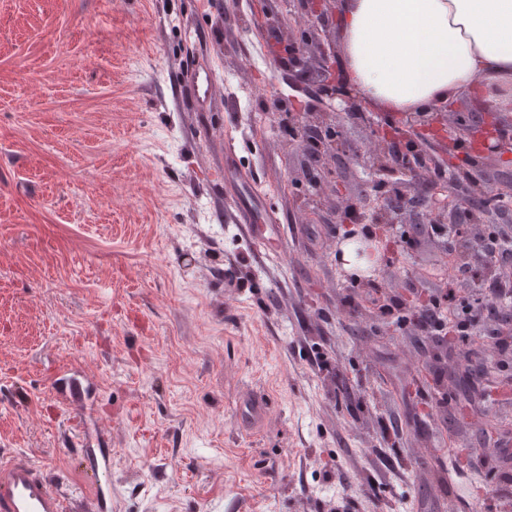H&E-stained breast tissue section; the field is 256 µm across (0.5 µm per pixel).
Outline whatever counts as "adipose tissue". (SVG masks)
Here are the masks:
<instances>
[{"instance_id": "ef3b65f1", "label": "adipose tissue", "mask_w": 512, "mask_h": 512, "mask_svg": "<svg viewBox=\"0 0 512 512\" xmlns=\"http://www.w3.org/2000/svg\"><path fill=\"white\" fill-rule=\"evenodd\" d=\"M336 24L355 91L387 112L512 82V0H342Z\"/></svg>"}]
</instances>
